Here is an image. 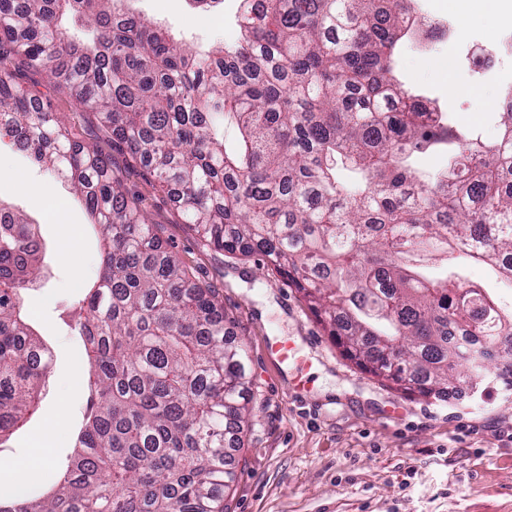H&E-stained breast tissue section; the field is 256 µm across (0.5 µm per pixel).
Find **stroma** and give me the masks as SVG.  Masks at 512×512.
Segmentation results:
<instances>
[{
    "label": "stroma",
    "mask_w": 512,
    "mask_h": 512,
    "mask_svg": "<svg viewBox=\"0 0 512 512\" xmlns=\"http://www.w3.org/2000/svg\"><path fill=\"white\" fill-rule=\"evenodd\" d=\"M239 0L217 13L193 10L186 0H133L144 19L167 27L194 48L233 42ZM512 26L502 14L477 12L467 35L419 58L412 43L399 56L402 81L461 125L497 137L494 109L512 62L493 76L469 71L466 54ZM20 82L63 114L78 139L99 146L121 170L128 190L158 224L167 246L195 279L224 303L250 356L253 416L237 453L230 512H512V394L491 391L483 402L409 396L382 384L347 359L327 336L300 292L268 271L261 256L234 257L203 245L183 224L165 192L139 161L113 145L93 113L76 110L45 73L20 72ZM39 195L26 193V186ZM0 199L41 226L51 246L50 274L27 297L28 314L53 354L49 385L37 412L0 444V454L27 459L36 443L50 449L42 475L68 461L85 407L89 368L72 307L97 278L99 251L91 217L69 184L33 165L25 152L0 143ZM292 342L296 361L281 364L269 337ZM310 381L302 396L294 375ZM72 413L60 415V398Z\"/></svg>",
    "instance_id": "stroma-1"
}]
</instances>
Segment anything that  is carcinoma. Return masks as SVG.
Segmentation results:
<instances>
[{
  "label": "carcinoma",
  "instance_id": "obj_1",
  "mask_svg": "<svg viewBox=\"0 0 512 512\" xmlns=\"http://www.w3.org/2000/svg\"><path fill=\"white\" fill-rule=\"evenodd\" d=\"M126 0H0V57L43 71L152 174L207 246L261 254L347 357L419 396L512 390V109L486 141L395 74L407 0H243L241 39L174 42ZM239 137L224 144V123ZM70 181L100 228L74 310L90 370L74 456L0 512H224L252 415L244 344L215 293L162 245L95 145L0 68V138ZM444 151L424 177L418 160ZM0 200V442L35 413L51 353L25 295L47 246ZM464 273L469 282L489 288V291L494 294H504L509 298L512 297V288L506 289L499 286L486 266L478 263L467 264Z\"/></svg>",
  "mask_w": 512,
  "mask_h": 512
}]
</instances>
